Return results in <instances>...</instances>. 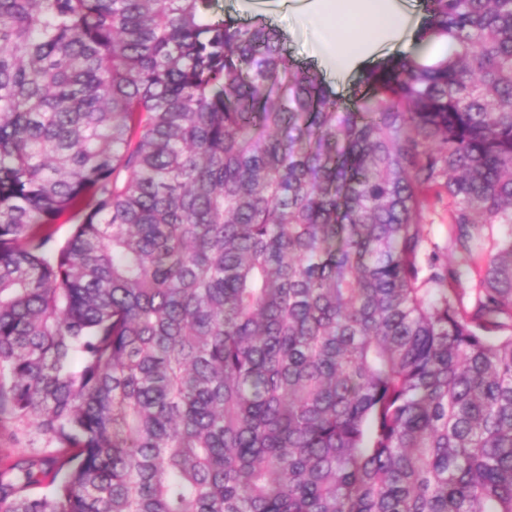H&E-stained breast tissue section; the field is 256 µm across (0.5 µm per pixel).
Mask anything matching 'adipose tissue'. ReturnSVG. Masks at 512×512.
Returning a JSON list of instances; mask_svg holds the SVG:
<instances>
[{
    "instance_id": "ef3b65f1",
    "label": "adipose tissue",
    "mask_w": 512,
    "mask_h": 512,
    "mask_svg": "<svg viewBox=\"0 0 512 512\" xmlns=\"http://www.w3.org/2000/svg\"><path fill=\"white\" fill-rule=\"evenodd\" d=\"M309 16L322 31L325 54L341 67L361 62L406 23L392 0H312Z\"/></svg>"
}]
</instances>
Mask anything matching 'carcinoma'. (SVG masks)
Here are the masks:
<instances>
[{
    "instance_id": "cac0c4a2",
    "label": "carcinoma",
    "mask_w": 512,
    "mask_h": 512,
    "mask_svg": "<svg viewBox=\"0 0 512 512\" xmlns=\"http://www.w3.org/2000/svg\"><path fill=\"white\" fill-rule=\"evenodd\" d=\"M214 2L0 0V512H512V0L348 103ZM424 224L428 237L432 241L438 243L440 247H444L448 244V224L446 215L442 209H439L437 213H430L426 215Z\"/></svg>"
}]
</instances>
